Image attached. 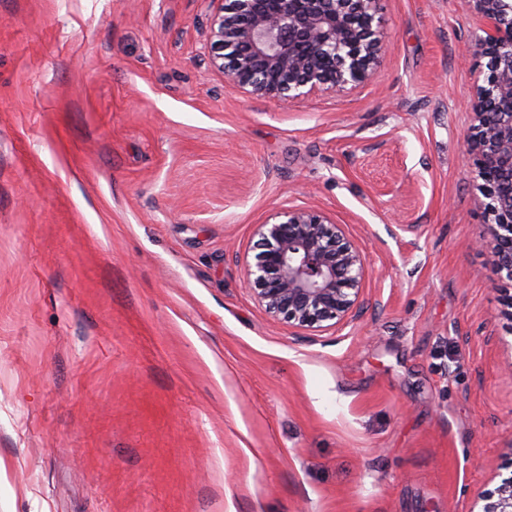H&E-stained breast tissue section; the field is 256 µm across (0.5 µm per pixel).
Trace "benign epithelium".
I'll list each match as a JSON object with an SVG mask.
<instances>
[{
	"instance_id": "7a95c632",
	"label": "benign epithelium",
	"mask_w": 512,
	"mask_h": 512,
	"mask_svg": "<svg viewBox=\"0 0 512 512\" xmlns=\"http://www.w3.org/2000/svg\"><path fill=\"white\" fill-rule=\"evenodd\" d=\"M487 59L468 102L464 151L492 239V265L512 284V0H472ZM212 72L254 99L290 101L356 88L375 73L383 36L376 0H209ZM246 284L272 315L303 332L354 319L365 258L324 210L281 209L257 225ZM482 512H512V474Z\"/></svg>"
}]
</instances>
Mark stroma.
<instances>
[{"label":"stroma","instance_id":"1","mask_svg":"<svg viewBox=\"0 0 512 512\" xmlns=\"http://www.w3.org/2000/svg\"><path fill=\"white\" fill-rule=\"evenodd\" d=\"M373 79L285 104L208 65V0H0V512H481L512 320L463 144L471 0H377ZM314 206L364 310L245 284ZM244 258L246 284L272 315L303 332L355 319L363 307L365 258L324 210L280 209L257 224Z\"/></svg>","mask_w":512,"mask_h":512}]
</instances>
